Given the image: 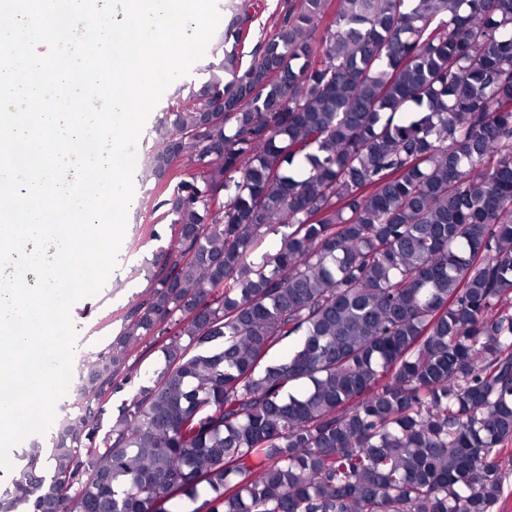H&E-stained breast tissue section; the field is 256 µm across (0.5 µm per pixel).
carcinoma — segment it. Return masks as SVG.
I'll return each mask as SVG.
<instances>
[{
	"label": "carcinoma",
	"instance_id": "obj_1",
	"mask_svg": "<svg viewBox=\"0 0 512 512\" xmlns=\"http://www.w3.org/2000/svg\"><path fill=\"white\" fill-rule=\"evenodd\" d=\"M250 7L150 161L176 247L0 512H494L512 0H283L246 61Z\"/></svg>",
	"mask_w": 512,
	"mask_h": 512
}]
</instances>
